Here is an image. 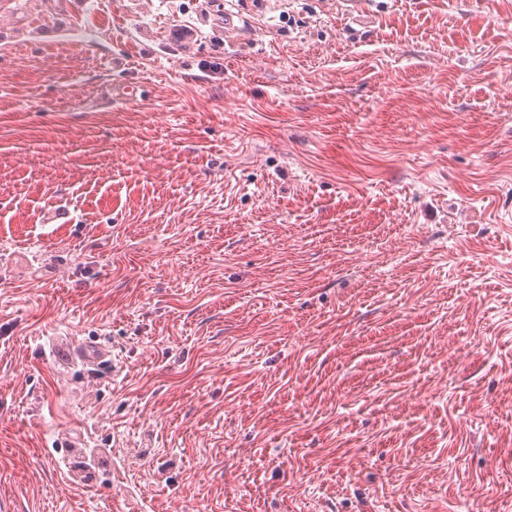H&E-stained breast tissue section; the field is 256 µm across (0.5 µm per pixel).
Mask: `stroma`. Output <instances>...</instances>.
Here are the masks:
<instances>
[{
    "mask_svg": "<svg viewBox=\"0 0 512 512\" xmlns=\"http://www.w3.org/2000/svg\"><path fill=\"white\" fill-rule=\"evenodd\" d=\"M0 512H512V0H0Z\"/></svg>",
    "mask_w": 512,
    "mask_h": 512,
    "instance_id": "stroma-1",
    "label": "stroma"
}]
</instances>
